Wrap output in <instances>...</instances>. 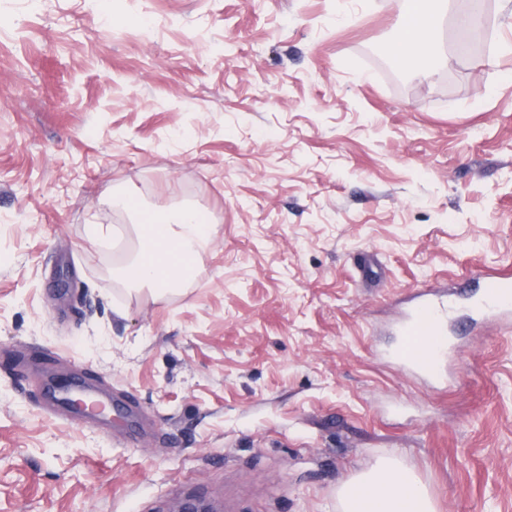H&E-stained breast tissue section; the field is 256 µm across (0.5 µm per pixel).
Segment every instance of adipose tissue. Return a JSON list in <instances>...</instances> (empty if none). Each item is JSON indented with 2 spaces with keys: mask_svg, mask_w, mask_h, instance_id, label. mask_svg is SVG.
<instances>
[{
  "mask_svg": "<svg viewBox=\"0 0 512 512\" xmlns=\"http://www.w3.org/2000/svg\"><path fill=\"white\" fill-rule=\"evenodd\" d=\"M427 0H409L401 18L403 35L396 47L400 60L416 75L428 77L435 70ZM137 248L118 270L134 288H172L196 272L201 254L210 245V227L191 208L146 209L136 212ZM343 512H435L428 492L410 471L386 460L342 485Z\"/></svg>",
  "mask_w": 512,
  "mask_h": 512,
  "instance_id": "1",
  "label": "adipose tissue"
}]
</instances>
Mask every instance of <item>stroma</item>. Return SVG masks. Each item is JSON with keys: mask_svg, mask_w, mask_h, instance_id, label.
<instances>
[{"mask_svg": "<svg viewBox=\"0 0 512 512\" xmlns=\"http://www.w3.org/2000/svg\"><path fill=\"white\" fill-rule=\"evenodd\" d=\"M490 4L419 78L402 0H0V512H340L385 459L436 512H512V316L456 293L512 272ZM118 197L215 216L181 288L113 277ZM426 288L457 296L440 381L391 356ZM74 375L134 416L52 410Z\"/></svg>", "mask_w": 512, "mask_h": 512, "instance_id": "obj_1", "label": "stroma"}]
</instances>
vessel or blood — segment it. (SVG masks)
I'll list each match as a JSON object with an SVG mask.
<instances>
[{"label":"vessel or blood","instance_id":"vessel-or-blood-1","mask_svg":"<svg viewBox=\"0 0 512 512\" xmlns=\"http://www.w3.org/2000/svg\"><path fill=\"white\" fill-rule=\"evenodd\" d=\"M480 310L501 314L512 312V274L502 272L484 277L480 284ZM452 311L451 305L425 296L406 314L399 327V346L396 359L406 368L428 378H438L448 355L445 323Z\"/></svg>","mask_w":512,"mask_h":512}]
</instances>
